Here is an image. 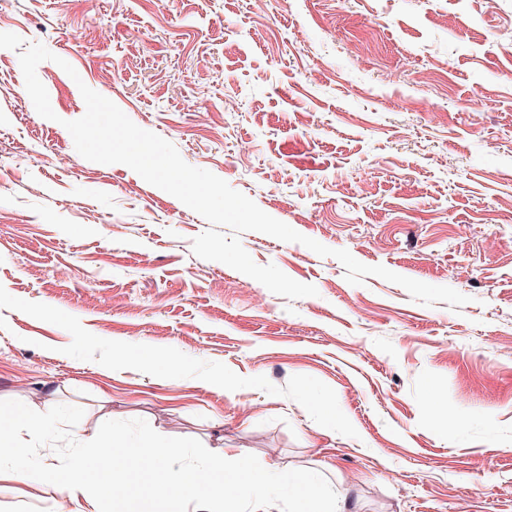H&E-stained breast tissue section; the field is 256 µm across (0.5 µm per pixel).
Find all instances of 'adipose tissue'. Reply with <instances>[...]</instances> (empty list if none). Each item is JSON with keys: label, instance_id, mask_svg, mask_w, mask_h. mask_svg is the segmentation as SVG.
I'll return each mask as SVG.
<instances>
[{"label": "adipose tissue", "instance_id": "1", "mask_svg": "<svg viewBox=\"0 0 512 512\" xmlns=\"http://www.w3.org/2000/svg\"><path fill=\"white\" fill-rule=\"evenodd\" d=\"M279 485L287 491L289 500L295 502L298 512H310L314 507H326L330 512H358V503L348 492L327 484L322 475H299L282 470L277 475Z\"/></svg>", "mask_w": 512, "mask_h": 512}]
</instances>
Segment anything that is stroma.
Here are the masks:
<instances>
[{
    "mask_svg": "<svg viewBox=\"0 0 512 512\" xmlns=\"http://www.w3.org/2000/svg\"><path fill=\"white\" fill-rule=\"evenodd\" d=\"M83 84L299 233L469 303L255 231L252 259L317 296L197 257L203 217L77 154ZM0 400L83 408L80 442L142 419L274 472L328 463L360 512H512V0H0ZM61 494L0 473V512Z\"/></svg>",
    "mask_w": 512,
    "mask_h": 512,
    "instance_id": "35a3bbf8",
    "label": "stroma"
}]
</instances>
